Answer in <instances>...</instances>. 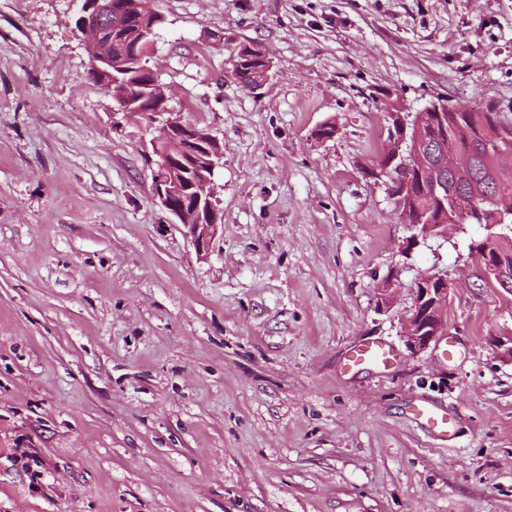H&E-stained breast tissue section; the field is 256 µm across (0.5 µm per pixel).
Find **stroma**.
I'll list each match as a JSON object with an SVG mask.
<instances>
[{
    "label": "stroma",
    "instance_id": "35a3bbf8",
    "mask_svg": "<svg viewBox=\"0 0 512 512\" xmlns=\"http://www.w3.org/2000/svg\"><path fill=\"white\" fill-rule=\"evenodd\" d=\"M147 6L170 107L224 153L205 258L153 199L157 127L89 76L80 0H0V512H512V363L489 344L512 295L468 250L487 230L409 244L370 175L388 97L512 122V0ZM249 43L257 90L232 75ZM432 270L449 357L403 338ZM367 340L396 361L345 369ZM417 415L425 426L442 438L453 434V423L445 410L431 404H422L417 408Z\"/></svg>",
    "mask_w": 512,
    "mask_h": 512
}]
</instances>
